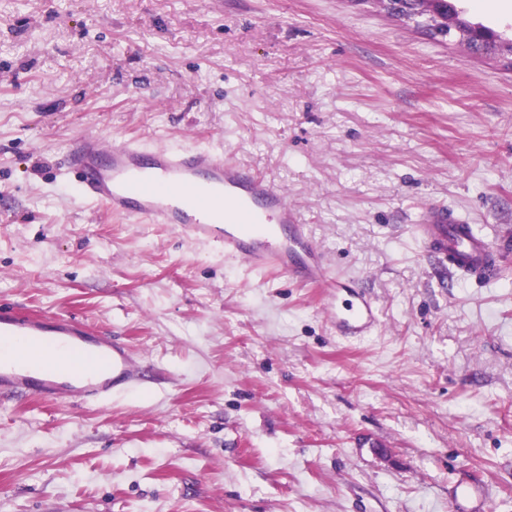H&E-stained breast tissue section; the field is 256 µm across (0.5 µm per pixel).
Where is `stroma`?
<instances>
[{
    "label": "stroma",
    "instance_id": "obj_1",
    "mask_svg": "<svg viewBox=\"0 0 512 512\" xmlns=\"http://www.w3.org/2000/svg\"><path fill=\"white\" fill-rule=\"evenodd\" d=\"M196 147L288 194L379 325L75 190L71 140ZM434 203L512 238V54L377 0H0V302L112 332L147 384L0 399V512H512V264L449 283ZM490 499V491L488 488L478 486H459L449 499L454 511L481 510L485 507ZM475 503L474 506L468 507V503Z\"/></svg>",
    "mask_w": 512,
    "mask_h": 512
}]
</instances>
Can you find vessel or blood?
Listing matches in <instances>:
<instances>
[{
    "label": "vessel or blood",
    "instance_id": "vessel-or-blood-1",
    "mask_svg": "<svg viewBox=\"0 0 512 512\" xmlns=\"http://www.w3.org/2000/svg\"><path fill=\"white\" fill-rule=\"evenodd\" d=\"M61 169L74 179L81 201L172 225L248 266L274 267L320 289L338 336L360 337L378 324L367 291L330 268L284 191L247 167L210 150L160 147L147 153L136 144L108 148L99 137L82 135L72 140ZM413 230L449 280L490 283L505 265V248L447 208H426ZM16 337L26 340L43 364L33 373L24 364L0 361V396L100 400L144 379L122 342L75 317L34 315L1 304L0 340ZM489 499L487 488L461 486L451 505L454 512L471 504L482 512Z\"/></svg>",
    "mask_w": 512,
    "mask_h": 512
}]
</instances>
